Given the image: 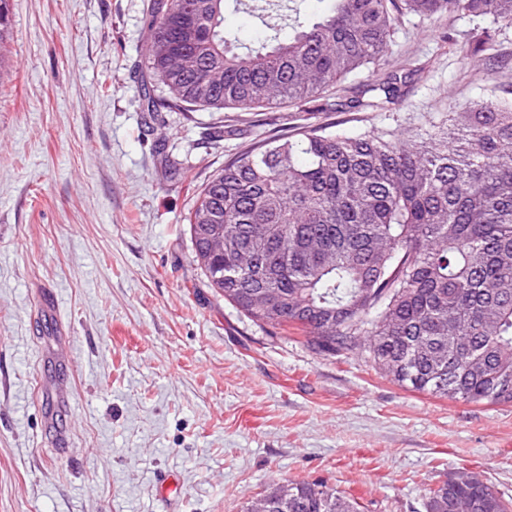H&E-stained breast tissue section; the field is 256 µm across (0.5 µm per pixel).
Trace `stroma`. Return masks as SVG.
Returning a JSON list of instances; mask_svg holds the SVG:
<instances>
[{
  "mask_svg": "<svg viewBox=\"0 0 512 512\" xmlns=\"http://www.w3.org/2000/svg\"><path fill=\"white\" fill-rule=\"evenodd\" d=\"M147 0H10L0 49V512H242L279 479L361 512H424L464 469L512 499V403L405 390L363 357H326L209 288L181 218L239 153L304 126L401 129L512 92V26L403 18L383 65L325 92L339 110L164 112L144 130L135 66ZM239 49L266 39L226 0ZM403 78L391 111L359 87ZM224 129L218 145L211 127Z\"/></svg>",
  "mask_w": 512,
  "mask_h": 512,
  "instance_id": "1",
  "label": "stroma"
}]
</instances>
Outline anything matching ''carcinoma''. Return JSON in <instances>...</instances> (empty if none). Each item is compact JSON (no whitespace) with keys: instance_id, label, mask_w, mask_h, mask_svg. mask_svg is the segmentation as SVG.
<instances>
[{"instance_id":"carcinoma-1","label":"carcinoma","mask_w":512,"mask_h":512,"mask_svg":"<svg viewBox=\"0 0 512 512\" xmlns=\"http://www.w3.org/2000/svg\"><path fill=\"white\" fill-rule=\"evenodd\" d=\"M225 0H151L144 112L310 104L379 66L399 20L458 16L512 26V0H332L319 22L236 52ZM397 77L384 97L397 102ZM404 131L306 129L238 155L185 216L208 287L248 319L308 337L318 353L361 352L398 386L465 403H512V97L449 107ZM271 512H360L323 482L286 480ZM512 512L495 488L458 471L428 489L425 512Z\"/></svg>"}]
</instances>
